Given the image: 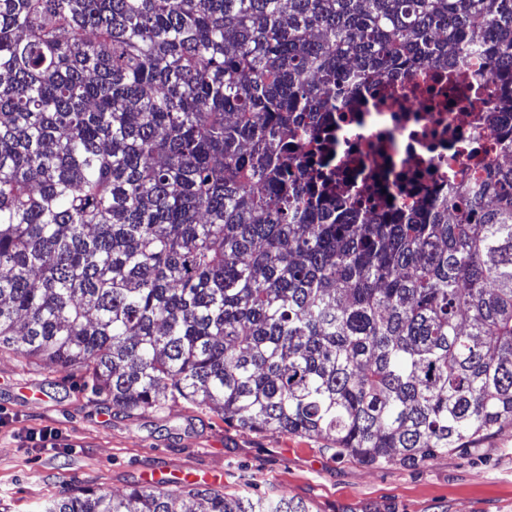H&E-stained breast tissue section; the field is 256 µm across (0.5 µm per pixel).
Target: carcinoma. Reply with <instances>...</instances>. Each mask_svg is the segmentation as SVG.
<instances>
[{"label": "carcinoma", "instance_id": "carcinoma-1", "mask_svg": "<svg viewBox=\"0 0 512 512\" xmlns=\"http://www.w3.org/2000/svg\"><path fill=\"white\" fill-rule=\"evenodd\" d=\"M512 107V0H0V354L132 415L426 464L512 424V166L370 224L304 114L474 41ZM42 512H312L194 484Z\"/></svg>", "mask_w": 512, "mask_h": 512}]
</instances>
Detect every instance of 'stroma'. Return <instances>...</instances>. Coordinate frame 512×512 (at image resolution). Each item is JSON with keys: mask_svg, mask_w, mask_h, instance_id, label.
I'll return each instance as SVG.
<instances>
[{"mask_svg": "<svg viewBox=\"0 0 512 512\" xmlns=\"http://www.w3.org/2000/svg\"><path fill=\"white\" fill-rule=\"evenodd\" d=\"M174 478L294 497L313 512H512V425L424 465H368L324 440L243 429L182 401L128 416L81 377L0 355V512Z\"/></svg>", "mask_w": 512, "mask_h": 512, "instance_id": "35a3bbf8", "label": "stroma"}]
</instances>
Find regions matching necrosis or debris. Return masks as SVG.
<instances>
[{"instance_id": "necrosis-or-debris-1", "label": "necrosis or debris", "mask_w": 512, "mask_h": 512, "mask_svg": "<svg viewBox=\"0 0 512 512\" xmlns=\"http://www.w3.org/2000/svg\"><path fill=\"white\" fill-rule=\"evenodd\" d=\"M477 78L461 83L455 66L356 83L335 111L311 119L320 141L305 144L334 174L333 191L371 215L430 208L512 163V114L500 111L501 72L472 58Z\"/></svg>"}]
</instances>
